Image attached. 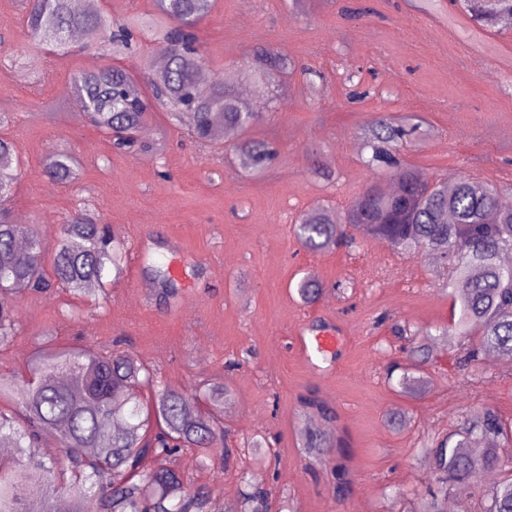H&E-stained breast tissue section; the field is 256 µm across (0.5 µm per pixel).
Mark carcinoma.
Masks as SVG:
<instances>
[{
  "mask_svg": "<svg viewBox=\"0 0 512 512\" xmlns=\"http://www.w3.org/2000/svg\"><path fill=\"white\" fill-rule=\"evenodd\" d=\"M474 24L484 30L512 20V0H453ZM212 0H155V12L112 23L96 11L76 12L71 0H29L26 26L37 37L60 49L72 45L74 32L88 45H111L137 59L135 70L103 67L77 72L69 81L76 105L125 153L148 149L141 136L151 102L169 108L171 115L191 114V132L200 144L250 131L264 113L244 102L232 84L219 80L203 91L197 81L202 57L190 44L196 26L208 16ZM148 31L165 45V75L151 79L155 61L139 48L137 32ZM292 66L285 55L262 49L256 55L257 79L268 71ZM405 130L384 119L364 129L371 150L368 168L396 170L398 187L389 192L368 190L347 213L318 205L305 211L296 224L304 249L324 252L351 242L355 236L379 238L408 255L427 252L445 263L448 287L459 316L451 318L440 335L459 339L464 370L488 350L512 360V276L502 256L512 251V205L502 192L477 179L458 176L431 183L410 169L399 168L398 146ZM247 168L265 169L275 151L264 140L243 137L236 144ZM17 149L0 136V343L15 333L18 284L45 291L58 283L77 295L88 286L105 283L123 272L124 244L98 215L83 209L60 225L49 242L36 224H16L9 203L19 178ZM48 175L71 184L78 180L77 159L68 151L47 163ZM145 270L172 298L178 282L163 263L144 252ZM297 294L306 305L322 294L321 286L305 277ZM410 366L397 362L389 374L401 371L397 384L409 391L427 384L410 368L429 359L427 344L407 351ZM36 380L20 383L0 378V400L16 408L0 411V512H29V502L42 487L60 482L68 512H208L207 487L192 489L171 458L183 448L207 450L223 442L224 431L212 408L224 404L229 389L222 382L206 384L195 393L159 386L157 372L132 353L110 346L95 353L79 348L44 346L34 359ZM153 388L142 400L140 389ZM209 406L204 410L200 404ZM302 446L318 457L330 438L317 428L319 417L332 415L314 397L299 400ZM44 439L61 448V456L36 453ZM512 440V422L497 410L482 406L467 415L454 432L424 449L431 458L436 487L423 493L419 512H448V484L476 483L487 472L512 467V455L502 443ZM480 512H512V478L479 485ZM271 493L258 484L242 492L236 512H269Z\"/></svg>",
  "mask_w": 512,
  "mask_h": 512,
  "instance_id": "1",
  "label": "carcinoma"
}]
</instances>
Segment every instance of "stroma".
Listing matches in <instances>:
<instances>
[{"instance_id": "obj_1", "label": "stroma", "mask_w": 512, "mask_h": 512, "mask_svg": "<svg viewBox=\"0 0 512 512\" xmlns=\"http://www.w3.org/2000/svg\"><path fill=\"white\" fill-rule=\"evenodd\" d=\"M25 7L0 0L5 51L29 40ZM197 37L205 70L240 88L260 47L299 67L250 96L267 114L250 138L278 150L260 174L248 172L233 139L198 147L163 108L143 128L149 151H113L70 100L67 81L91 65L130 67L123 56L43 50L27 57L24 78L0 65V112L11 115L0 134L15 142L21 171L12 216L40 225L50 241L86 206L128 250L163 242L182 281L174 300L143 290L138 261L86 295L16 293L17 330L0 344V378L30 380L43 341L97 350L121 338L164 385L229 386L218 414L223 447L187 448L172 463L188 485L209 489L212 504L238 503L245 475L271 487L276 512H408L406 493L432 480L425 445L479 406L512 419V360L458 370L457 350L437 333L453 299L448 269L432 254L407 257L381 239L311 253L293 225L314 206L344 211L370 187L395 184L392 170L364 164L360 132L380 116L418 127L400 149L403 164L429 180L481 179L512 203V24L477 33L449 0L427 10L417 0H213ZM64 149L80 162L72 184L45 171ZM306 275L325 287L310 306L294 290ZM316 320L338 337L340 357L324 372L313 370L298 340ZM398 326L427 337L424 393L402 392L386 377L402 356ZM307 394L338 416L334 433L351 477L344 494L329 467L335 452L324 464L302 454L297 405ZM256 439L262 448L247 451Z\"/></svg>"}]
</instances>
